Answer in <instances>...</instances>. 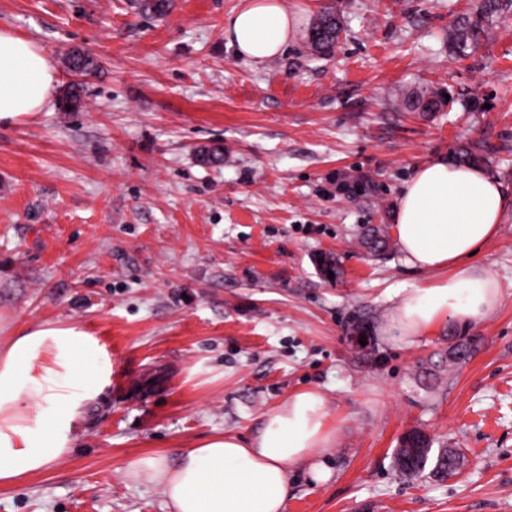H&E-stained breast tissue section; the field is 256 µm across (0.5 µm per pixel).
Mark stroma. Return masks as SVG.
Returning a JSON list of instances; mask_svg holds the SVG:
<instances>
[{"label":"stroma","mask_w":512,"mask_h":512,"mask_svg":"<svg viewBox=\"0 0 512 512\" xmlns=\"http://www.w3.org/2000/svg\"><path fill=\"white\" fill-rule=\"evenodd\" d=\"M330 1L345 31L315 58L307 29ZM282 2L302 27L255 64L224 35L242 0H172L157 18L130 0H0V28L44 47L57 90L84 89L80 111L56 99L0 127V343L76 320L126 377L87 407L71 453L0 487V512H168L127 476L133 458L248 435L305 388L336 446L326 483L293 467L285 512H512V203L474 260L501 285L486 317L409 346L380 334L399 288L434 279L392 239L415 167L480 143L512 199V17L459 56L448 33L471 0ZM75 47L100 70L69 72ZM426 88L449 104L407 112ZM215 146L223 160L202 163ZM373 227L384 253L362 245ZM463 336L478 345L449 364ZM415 428L458 450L452 476L397 474Z\"/></svg>","instance_id":"35a3bbf8"}]
</instances>
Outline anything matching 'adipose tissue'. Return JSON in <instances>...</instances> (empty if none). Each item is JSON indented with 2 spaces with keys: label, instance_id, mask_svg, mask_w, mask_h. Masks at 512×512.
Returning a JSON list of instances; mask_svg holds the SVG:
<instances>
[{
  "label": "adipose tissue",
  "instance_id": "1",
  "mask_svg": "<svg viewBox=\"0 0 512 512\" xmlns=\"http://www.w3.org/2000/svg\"><path fill=\"white\" fill-rule=\"evenodd\" d=\"M298 21L281 0H243L224 21L237 55L254 62L281 53ZM56 70L36 41L0 30V126L31 119L52 102ZM506 197L477 166L439 158L417 167L398 197L395 237L406 265L440 272L426 286L402 289L380 333L409 345L435 327L482 319L500 284L472 255L497 234ZM112 354L76 321L16 328L0 345V485L45 471L68 455L84 409L112 384ZM336 444L326 398L293 394L249 436L217 434L175 458L143 455L128 476L160 486L170 512H284L289 472L309 465L314 482L331 476L324 456Z\"/></svg>",
  "mask_w": 512,
  "mask_h": 512
}]
</instances>
